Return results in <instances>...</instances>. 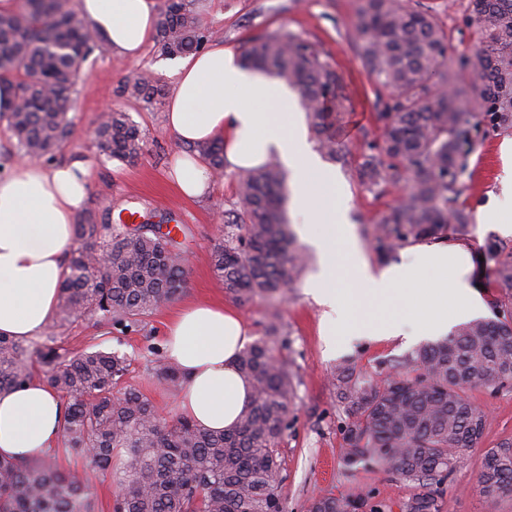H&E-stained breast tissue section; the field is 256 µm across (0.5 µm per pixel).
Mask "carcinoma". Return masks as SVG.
Masks as SVG:
<instances>
[{
  "label": "carcinoma",
  "instance_id": "cac0c4a2",
  "mask_svg": "<svg viewBox=\"0 0 512 512\" xmlns=\"http://www.w3.org/2000/svg\"><path fill=\"white\" fill-rule=\"evenodd\" d=\"M193 2L164 0L155 35L160 55L178 57L207 41ZM466 22L479 42L450 56L448 30L421 0H360L356 11L358 56L375 86L381 130L378 140L363 134L368 152L357 175L379 196L402 190L375 229L374 250L383 261L412 243L468 239L473 216L460 199L474 136L512 133V0H469ZM101 46L71 0H22L18 11L0 10V86L15 99L4 118L18 153L42 158L68 140V104L84 64ZM242 59L299 92L322 154L353 157L357 146L336 137L341 78L314 43L278 30L251 39ZM459 68L475 77L470 93L455 82ZM126 91L148 106L161 95L144 74ZM95 134L109 158L134 162L145 152L143 131L123 112L100 116ZM197 152L224 175L221 143L199 144ZM285 182L276 161L236 178L237 209L212 248L211 267L240 303L285 297L306 264L288 228ZM74 235L59 291L60 322L41 343L0 336V391L35 378L48 383L66 399V450L102 470L114 449L126 450L129 464L114 512H283L279 473L296 375L280 356L285 339L277 319L240 355L252 400L237 424L211 431L182 418L171 425L150 399L124 385L126 354H72L56 344V330L84 319L132 331L171 302L186 277L172 229L85 221ZM496 276L507 301L494 317L464 322L420 344L389 363L382 382L348 363L336 365V397L351 416L341 428L345 466L371 463L407 482L409 493L393 506L374 488L357 495L325 492L308 500L306 512H441L444 486L484 427V412L468 392L512 385V261L499 262ZM154 377L169 387L181 383L169 362H156ZM477 489L489 501L512 493L511 442L485 451ZM0 512L96 510L89 481L78 473L49 462L0 460Z\"/></svg>",
  "mask_w": 512,
  "mask_h": 512
}]
</instances>
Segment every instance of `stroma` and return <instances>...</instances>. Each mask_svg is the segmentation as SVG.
<instances>
[{
    "instance_id": "obj_1",
    "label": "stroma",
    "mask_w": 512,
    "mask_h": 512,
    "mask_svg": "<svg viewBox=\"0 0 512 512\" xmlns=\"http://www.w3.org/2000/svg\"><path fill=\"white\" fill-rule=\"evenodd\" d=\"M433 3L440 23L450 35V50L475 43L476 36L465 21L468 0H433ZM195 7L212 41L237 52L254 36L267 30L286 29L317 44L344 80L345 109L336 116L341 135L358 144L364 130L374 129L375 96L357 56V36L351 25L357 0H196ZM172 65V60L160 56L152 44L134 61L119 58L106 48L95 51L84 67L68 110L70 139L52 157L56 163L76 152L95 158L89 193L78 213L79 218L90 216L100 224H115L121 209L127 208L148 213L156 222L169 212L176 213L182 220L176 240L180 252L189 260L183 288L174 303L144 318L136 331L121 337V349L127 353L130 363L126 383L140 389L171 422L180 416L177 394L157 385L153 378L156 350L164 345L166 322L177 303L190 298L226 300L227 294L212 272L210 253L220 236L225 213L236 206V175L231 171L215 179L212 193L206 199L189 200L177 192L168 173L186 147L165 126V101H157L149 107L125 90L128 80L147 72L155 77L164 93H171L176 80ZM109 111L126 113L145 130L146 149L140 159L122 163L100 154L90 129L101 113ZM503 141L499 134L477 140L469 157L463 199L472 213H479L501 194L500 147ZM331 168L349 200L351 230L366 259L371 265H379L380 260L372 249L374 229L399 192L394 189L379 197L368 191L359 182L355 164L335 162ZM489 238L499 247L497 255L482 251ZM463 246L472 260L469 280L481 288L484 303L481 315L491 317L495 302L504 294L491 270L497 260L512 256V234L506 235L477 223ZM317 264V256H310L286 300L257 297L237 307L255 338L263 335L269 315L278 314L288 337L282 355L293 363L297 372L293 424L283 447L284 465L280 474L284 509L285 512H306L307 501L313 496L327 491L350 494L368 487L377 489L380 499L392 504L408 494L406 482L382 471L361 468L350 473L345 470L341 427L347 414L337 402L329 378L335 365L345 359L351 360L357 371L371 375L383 373L385 361L412 351L415 344L402 337H382L354 339L329 347L323 309L306 292ZM470 398L486 413L484 433L476 446L461 457L443 494L442 512H512V496L491 503L476 489L485 449L512 440V386L495 393L474 391ZM49 455L61 469L88 478L98 512H113L118 490L116 480L128 462L125 451L115 452L106 471L93 468L87 459L66 453L60 442L50 449Z\"/></svg>"
}]
</instances>
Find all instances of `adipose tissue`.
I'll list each match as a JSON object with an SVG mask.
<instances>
[{
	"instance_id": "obj_1",
	"label": "adipose tissue",
	"mask_w": 512,
	"mask_h": 512,
	"mask_svg": "<svg viewBox=\"0 0 512 512\" xmlns=\"http://www.w3.org/2000/svg\"><path fill=\"white\" fill-rule=\"evenodd\" d=\"M81 12L111 52L138 59L152 39L154 0H81ZM176 83L165 112L167 129L186 145L221 141L229 170L275 158L294 173L293 203L304 237L319 255L320 272L309 283L324 307L330 336H401L402 310H410L431 336L448 332L449 317L465 320L482 308L468 280L471 260L462 247L421 244L400 261L375 269L347 224V201L336 177L320 161L300 116L297 93L271 73L244 66L240 56L215 45L178 60ZM501 196L478 220L506 232L512 210V142L501 149ZM95 161L77 154L49 166L23 160L0 176V335H45L54 321L59 285L68 271L73 226L89 191ZM171 176L186 197L209 195L212 177L204 162L186 154ZM351 285H336L340 261ZM456 263L453 277L435 284L429 299L412 302L419 281ZM248 333L223 302L194 301L166 324L165 355L182 375L180 412L205 428L233 425L251 400V387L236 368ZM65 405L43 381L0 392V459L46 457L65 423Z\"/></svg>"
}]
</instances>
